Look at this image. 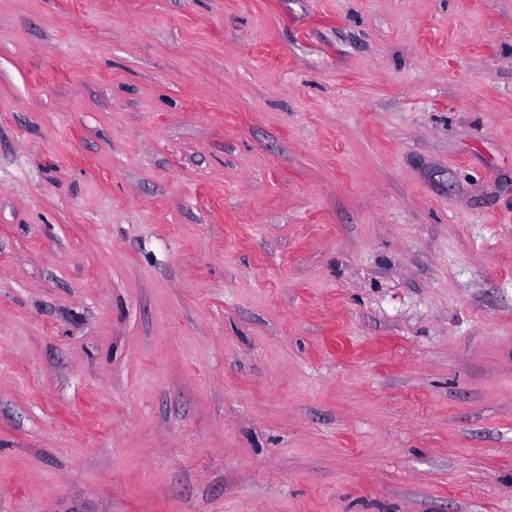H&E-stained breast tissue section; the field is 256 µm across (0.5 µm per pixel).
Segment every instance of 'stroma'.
I'll use <instances>...</instances> for the list:
<instances>
[{"label":"stroma","instance_id":"35a3bbf8","mask_svg":"<svg viewBox=\"0 0 512 512\" xmlns=\"http://www.w3.org/2000/svg\"><path fill=\"white\" fill-rule=\"evenodd\" d=\"M0 512H512V0H0Z\"/></svg>","mask_w":512,"mask_h":512}]
</instances>
